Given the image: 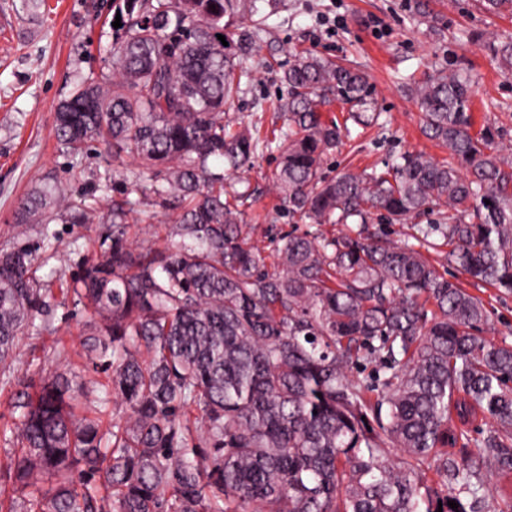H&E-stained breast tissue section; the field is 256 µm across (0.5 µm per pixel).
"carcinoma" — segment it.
Returning <instances> with one entry per match:
<instances>
[{"label":"carcinoma","mask_w":512,"mask_h":512,"mask_svg":"<svg viewBox=\"0 0 512 512\" xmlns=\"http://www.w3.org/2000/svg\"><path fill=\"white\" fill-rule=\"evenodd\" d=\"M480 5L512 15V0ZM11 7L38 23L45 0ZM112 11L122 26L109 73L75 84L52 129L74 156L112 143V179L126 184L111 244L70 288L106 382L100 395L56 372L20 393L0 512H475L490 484L478 463L492 458L498 481L512 480V344L484 336L483 301L428 256L443 247L469 281L512 294V160L500 130H474L468 73L409 88L423 134L448 158L405 153L328 178L324 160L350 129L321 107L335 96L359 125L380 116L362 72L295 54L285 121L263 136L224 119L260 31L240 21L262 0H112ZM486 48L512 72V38ZM264 149L279 153L278 197L309 225L275 240L272 270L236 188ZM124 153L137 170L121 166ZM145 199L168 217L171 246L128 240L129 224L156 218ZM421 214L436 219L396 242L366 231L375 216ZM62 217L85 224L88 205L49 180L16 223ZM325 224L343 229L329 236ZM50 299L29 246L0 251V382ZM362 359L376 364L365 378L351 373ZM110 402L121 410L107 423ZM430 472L449 478L445 493Z\"/></svg>","instance_id":"1"}]
</instances>
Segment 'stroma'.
<instances>
[{"label": "stroma", "instance_id": "1", "mask_svg": "<svg viewBox=\"0 0 512 512\" xmlns=\"http://www.w3.org/2000/svg\"><path fill=\"white\" fill-rule=\"evenodd\" d=\"M427 2L436 24L421 17L418 0H269L268 19L247 61L252 76L229 118L265 132L280 127L277 103L288 95L281 77L293 54L308 50L364 71L380 114L375 124L351 125L350 137L327 162V175L380 170L404 152L446 158V150L422 134V113L408 88L461 67L474 82L476 124L499 128L504 142L512 143V75L498 67L485 46L487 37H512V17L486 14L478 0ZM111 20L112 0H47L38 24L16 15L11 0H0V250L26 242L36 255L37 278L54 290L49 331L20 338L11 382L0 384V460L14 446V405L23 386L38 385L54 366L89 386L105 380L83 353L88 315L69 287L99 257L100 239L112 232L109 209L121 200L123 186L110 180L111 145L98 142L72 156L57 146L51 130L55 108L74 84L107 74ZM276 165L273 155L257 157L244 205L271 266L277 262L273 238L293 224L270 181ZM48 178L65 196H82L92 204L89 223L32 222L16 232L13 218L23 199ZM473 293L491 314L490 338L512 343V296L489 287Z\"/></svg>", "mask_w": 512, "mask_h": 512}]
</instances>
